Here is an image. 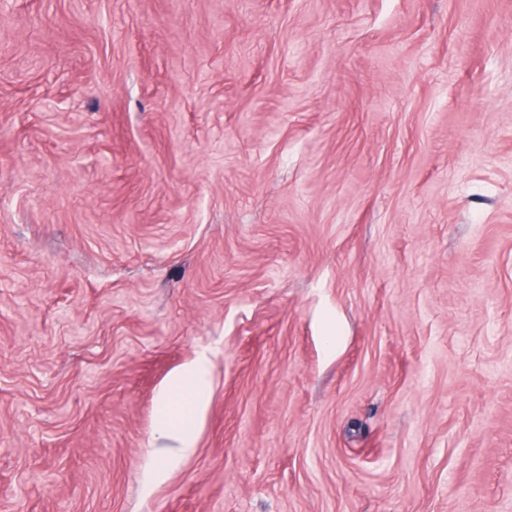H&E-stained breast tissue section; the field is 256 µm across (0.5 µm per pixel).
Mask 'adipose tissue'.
<instances>
[{
	"instance_id": "ef3b65f1",
	"label": "adipose tissue",
	"mask_w": 512,
	"mask_h": 512,
	"mask_svg": "<svg viewBox=\"0 0 512 512\" xmlns=\"http://www.w3.org/2000/svg\"><path fill=\"white\" fill-rule=\"evenodd\" d=\"M180 387V394L162 392L159 397V407L164 410L168 418L159 425L162 435L170 437L179 443L181 448L193 445V433L185 426L176 422L177 417L190 418L199 416L206 406L208 395L207 360L205 356H197L176 377Z\"/></svg>"
}]
</instances>
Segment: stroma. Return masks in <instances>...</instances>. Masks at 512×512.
Listing matches in <instances>:
<instances>
[{"label": "stroma", "mask_w": 512, "mask_h": 512, "mask_svg": "<svg viewBox=\"0 0 512 512\" xmlns=\"http://www.w3.org/2000/svg\"><path fill=\"white\" fill-rule=\"evenodd\" d=\"M0 512H512V0H0ZM175 381L181 388L180 394L174 396L168 391L162 392L159 397V409L164 410L170 418L182 415L189 418L199 416L206 406L208 395L205 356H197L177 375Z\"/></svg>", "instance_id": "stroma-1"}]
</instances>
